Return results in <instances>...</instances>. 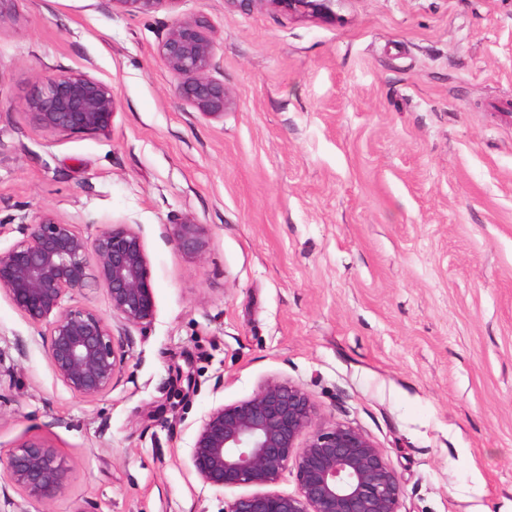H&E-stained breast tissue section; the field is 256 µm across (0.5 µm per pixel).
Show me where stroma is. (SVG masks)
<instances>
[{
	"label": "stroma",
	"mask_w": 512,
	"mask_h": 512,
	"mask_svg": "<svg viewBox=\"0 0 512 512\" xmlns=\"http://www.w3.org/2000/svg\"><path fill=\"white\" fill-rule=\"evenodd\" d=\"M5 7L0 250L44 209L89 238L133 225L156 316L85 400L0 292V512H224L249 487L203 485L188 447L212 407L273 377L383 450L400 512H512V0H334L327 19L231 0ZM196 16L220 120L176 98L158 57ZM62 71L112 85L109 132L31 120ZM186 217L202 255L163 233ZM32 437L70 470L49 502L6 479ZM179 0H107L113 6L140 15H150L162 8H172Z\"/></svg>",
	"instance_id": "1"
}]
</instances>
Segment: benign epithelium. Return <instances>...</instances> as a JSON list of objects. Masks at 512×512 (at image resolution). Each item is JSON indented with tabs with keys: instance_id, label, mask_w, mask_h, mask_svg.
Instances as JSON below:
<instances>
[{
	"instance_id": "obj_1",
	"label": "benign epithelium",
	"mask_w": 512,
	"mask_h": 512,
	"mask_svg": "<svg viewBox=\"0 0 512 512\" xmlns=\"http://www.w3.org/2000/svg\"><path fill=\"white\" fill-rule=\"evenodd\" d=\"M140 15L173 7L178 0H107ZM287 15H324L334 0H243ZM202 17L184 19L158 47L176 79V97L202 116L224 117L227 94L215 80L213 43ZM32 120L51 131L106 133L116 109L114 89L88 74L47 75L28 99ZM165 236L182 251L202 254L201 224L184 218L166 224ZM21 238L0 250V290L31 323L48 327L47 355L56 376L76 396L92 400L122 376L128 328H151L156 302L150 261L139 230L110 224L88 238L52 210L18 226ZM101 285L112 321L86 307H66L69 295ZM309 393L287 380H265L250 397L209 410L193 436L188 463L197 478L217 489L255 491L228 502L224 512H399L400 476L382 449L364 433L339 422L315 425ZM293 470L297 491L269 490ZM8 481L27 498L53 499L69 480L55 449L39 439L14 448Z\"/></svg>"
}]
</instances>
